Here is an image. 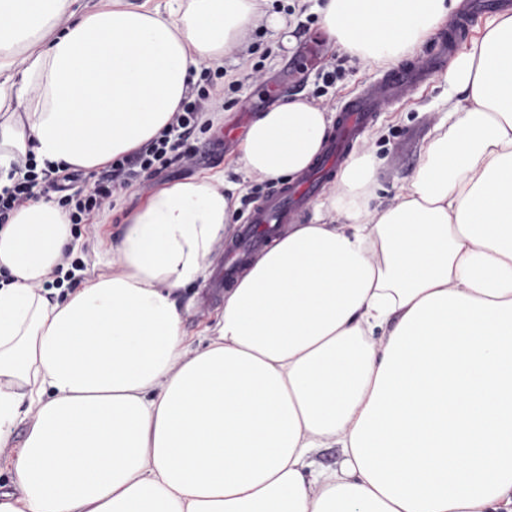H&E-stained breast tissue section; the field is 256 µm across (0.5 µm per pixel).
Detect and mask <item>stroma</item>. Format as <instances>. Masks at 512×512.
<instances>
[{
  "label": "stroma",
  "mask_w": 512,
  "mask_h": 512,
  "mask_svg": "<svg viewBox=\"0 0 512 512\" xmlns=\"http://www.w3.org/2000/svg\"><path fill=\"white\" fill-rule=\"evenodd\" d=\"M321 0H308L305 10H294L290 0H268V14H279L287 26L293 27L294 41L283 44L271 29L266 17L251 28L245 53L250 67L262 73L264 84L286 88V95L264 98V85L246 80L242 72L224 65L236 84L224 89V109L216 114L212 130L197 134L191 145L197 162L191 166L176 165L152 178L153 187L168 185L188 177L223 171L227 180L243 185L247 196L262 197L264 181L244 171L239 162V147L256 113L280 104L284 97L300 96L313 100L326 111H335L340 103L357 93L368 82L379 77L382 65L366 64L330 40L321 26L317 11ZM318 37L322 43L315 63H308L309 41ZM343 65L346 75L335 85L322 81V72ZM446 70H439L407 98L390 103L363 133L357 151L375 154L380 164L375 172L372 205L389 207L399 202L403 189L411 181L421 161V152L430 134L448 110ZM146 196L145 190L130 187L118 190L115 206L108 214L95 217V239H88L85 225L73 227L76 244L71 256L79 270L69 281V288L82 287L95 278L111 260L110 245L119 238L125 213L135 208Z\"/></svg>",
  "instance_id": "1"
}]
</instances>
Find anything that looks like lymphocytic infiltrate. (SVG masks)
I'll list each match as a JSON object with an SVG mask.
<instances>
[{
    "label": "lymphocytic infiltrate",
    "instance_id": "obj_1",
    "mask_svg": "<svg viewBox=\"0 0 512 512\" xmlns=\"http://www.w3.org/2000/svg\"><path fill=\"white\" fill-rule=\"evenodd\" d=\"M223 98V84L208 80L195 99L183 102L169 129L136 151L110 162L85 193H67L66 185L74 181V174L59 172L49 165L38 166L30 156L13 161L8 175L10 184L0 188V217L52 191L59 193L60 204L69 209L75 224L85 223L90 215L111 210L117 189L144 183L175 163L190 160L193 151L189 141L196 133L212 127L213 116Z\"/></svg>",
    "mask_w": 512,
    "mask_h": 512
}]
</instances>
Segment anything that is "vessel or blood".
I'll return each mask as SVG.
<instances>
[{"label": "vessel or blood", "instance_id": "obj_1", "mask_svg": "<svg viewBox=\"0 0 512 512\" xmlns=\"http://www.w3.org/2000/svg\"><path fill=\"white\" fill-rule=\"evenodd\" d=\"M498 6V0H466L462 13L449 23L446 38L432 51L388 68L377 80L347 98L337 110L334 138L315 167L293 183L275 186L248 211L237 238L224 249V273L216 277L215 288L233 285L247 269L251 258L277 236L284 225L300 221L303 198L335 179L336 173L329 165L334 153L352 149L375 112L381 111L388 102L409 95L437 72L449 51L467 36L473 13L494 10Z\"/></svg>", "mask_w": 512, "mask_h": 512}]
</instances>
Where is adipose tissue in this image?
Returning a JSON list of instances; mask_svg holds the SVG:
<instances>
[{"mask_svg": "<svg viewBox=\"0 0 512 512\" xmlns=\"http://www.w3.org/2000/svg\"><path fill=\"white\" fill-rule=\"evenodd\" d=\"M459 0H323L362 61L404 57ZM266 0H0V173L91 172L158 137L202 64ZM304 98L253 120L239 163L270 181L321 153ZM353 155L317 218L254 259L200 347L178 302L230 236L241 185L162 186L124 217L112 268L52 298L69 213L0 226V512H512V12L448 78V112L397 205ZM26 423L22 446L13 434ZM340 445L333 469L316 449Z\"/></svg>", "mask_w": 512, "mask_h": 512, "instance_id": "ef3b65f1", "label": "adipose tissue"}]
</instances>
